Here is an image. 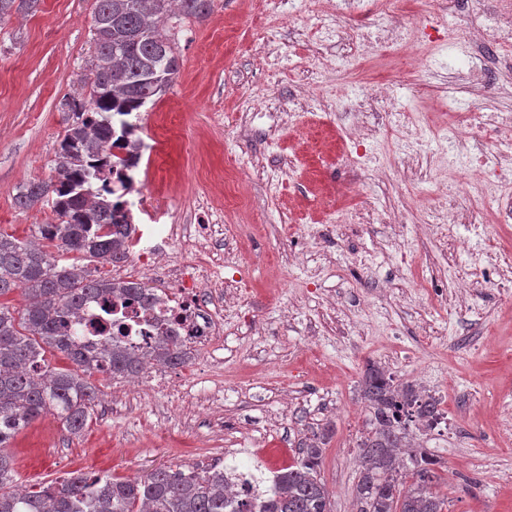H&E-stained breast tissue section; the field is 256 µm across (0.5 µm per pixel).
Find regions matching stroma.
<instances>
[{
  "instance_id": "35a3bbf8",
  "label": "stroma",
  "mask_w": 512,
  "mask_h": 512,
  "mask_svg": "<svg viewBox=\"0 0 512 512\" xmlns=\"http://www.w3.org/2000/svg\"><path fill=\"white\" fill-rule=\"evenodd\" d=\"M94 0H41L35 14L0 22V232L26 240L54 221L49 206L15 204L21 183L53 173L71 122L59 111L93 51ZM291 17L262 0H214L203 21L172 20L179 72L141 112L140 137L154 150L135 172L149 194L139 224H176L170 257L190 255L195 225L219 236L224 266V350L220 361L177 367L182 390L154 391L98 374V400L85 430L70 434L47 413L9 450L16 486L76 470L117 477L158 467L246 464L288 467L299 445L324 426L332 434L320 473L334 512H355L358 441L368 411L359 385L367 364L442 389L448 422L419 444L437 461L436 485L449 512H512V229L485 241L467 223L416 235L399 218L447 194L441 166L452 141L423 140L403 163L381 147L360 168L341 159L365 114L336 105V86L361 50L363 25L337 24L344 45L321 39V16L294 0ZM461 53L450 42L421 57L427 96L397 86L399 105L444 122L462 92L449 74ZM328 59L322 85L288 130L306 63ZM335 195L348 223L323 206Z\"/></svg>"
}]
</instances>
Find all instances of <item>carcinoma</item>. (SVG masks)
<instances>
[{
  "mask_svg": "<svg viewBox=\"0 0 512 512\" xmlns=\"http://www.w3.org/2000/svg\"><path fill=\"white\" fill-rule=\"evenodd\" d=\"M41 0H0V22L12 11L34 14ZM214 0H95L94 54L87 62L89 92L60 101L73 113L58 152L57 176L20 185L16 204L29 210L48 204L57 221L34 225L40 244L0 233V298L16 290L23 305L0 302V512H250L253 504L228 496L224 482L234 468L174 472L159 468L131 479L74 471L36 489L8 490L13 461L4 452L15 436L51 412L72 434L82 433L97 399L91 377H133L146 360L176 367L188 351L175 336H161L152 350L137 354L114 338L98 352L82 349L67 334V318L92 299L111 294L142 302L134 282L95 277L76 260L92 258L112 265L128 258L130 219L121 198H113L112 175L123 190L133 187L126 171L138 165L131 116L157 101L179 70L174 46L160 32L172 6L185 18L202 19ZM117 148L124 154L112 152ZM62 353L73 370H53L46 350ZM369 413V432L360 440L358 512H448V502L432 491L437 461L421 450L399 467L395 449L410 427L434 424L437 403L398 387L393 377L370 363L361 379ZM321 446L302 443L295 464L281 470L278 487L264 495L261 512H332L321 480Z\"/></svg>",
  "mask_w": 512,
  "mask_h": 512,
  "instance_id": "cac0c4a2",
  "label": "carcinoma"
}]
</instances>
